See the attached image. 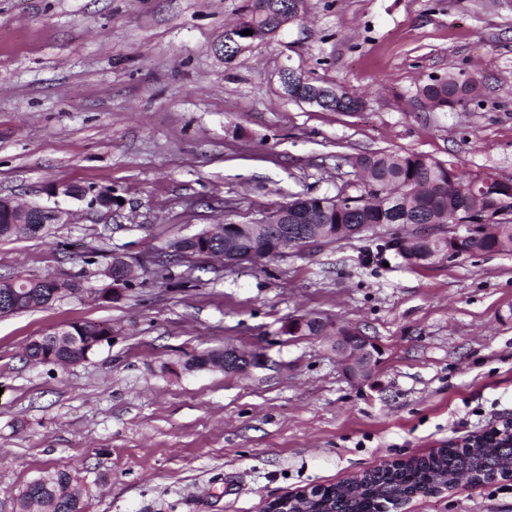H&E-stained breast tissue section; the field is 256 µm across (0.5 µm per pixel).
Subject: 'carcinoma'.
<instances>
[{
  "mask_svg": "<svg viewBox=\"0 0 512 512\" xmlns=\"http://www.w3.org/2000/svg\"><path fill=\"white\" fill-rule=\"evenodd\" d=\"M259 0H251L239 26L248 29L271 31L275 18L267 11H260ZM309 87L322 88L333 95L322 106L334 112H354L362 99L341 83L319 84L307 82ZM477 79L447 77L435 79L419 89L421 102L428 109L452 108L464 105L480 95ZM361 189L357 194L337 193L325 202L326 213L322 223L336 226V235L329 242L341 243L352 235L341 230L345 224H412L442 222L450 227L465 218L477 223H488V233L475 234L459 243L453 234L441 241L425 243L419 255H405L403 260L410 267L432 263L439 257L453 253L459 257L474 253L512 252V197L498 193L499 183H487L478 175L467 178L452 163L428 158L419 153L378 151L361 154L352 163ZM320 196H298L272 212L271 217L283 215L288 221L295 206L314 207ZM18 214L5 207L0 208V238L34 237L25 224H18ZM181 252V262L193 266L196 258L203 256L199 244L190 238L173 243ZM17 292L22 294L21 307L27 311L44 308L58 297L76 291V281L53 277L31 280L26 277L12 278ZM84 336H112V326L98 322L71 324V335L56 338V332L29 342L25 348L27 359L40 363L52 357L50 364L65 367L86 358L85 350L78 341ZM223 353L211 351L194 356L184 363V368H223ZM512 456V443L508 439L489 437L478 448L448 449L446 453H430L412 463L394 469L379 467L367 477L365 490L351 495L342 483L318 488L316 499L309 504L311 512H386L384 507L415 492H427L440 475L452 476L461 469L475 472L486 482L495 478L509 477L498 468V461ZM88 486L86 477L67 467L44 471L26 483L14 497L15 512H87Z\"/></svg>",
  "mask_w": 512,
  "mask_h": 512,
  "instance_id": "carcinoma-1",
  "label": "carcinoma"
}]
</instances>
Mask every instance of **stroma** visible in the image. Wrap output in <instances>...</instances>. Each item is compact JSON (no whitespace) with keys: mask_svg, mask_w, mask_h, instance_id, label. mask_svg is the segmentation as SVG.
I'll list each match as a JSON object with an SVG mask.
<instances>
[{"mask_svg":"<svg viewBox=\"0 0 512 512\" xmlns=\"http://www.w3.org/2000/svg\"><path fill=\"white\" fill-rule=\"evenodd\" d=\"M247 0H0V196L70 223L0 239V278L106 287L113 254L160 262L109 300L76 293L0 318V512L43 471L103 480L89 512H264L285 493L347 480L512 421V253L410 267L379 252L402 225L232 268L201 259L195 288L169 246L252 223L297 194H355L363 152L420 153L466 175L512 177V0H305L301 19L225 59ZM364 99L333 112L288 99L280 72ZM478 77L466 105L431 111L419 87ZM111 193L105 211L89 200ZM317 318L322 335L291 336ZM112 326L81 364L33 367L32 339ZM381 350L350 379L337 328ZM236 347L242 373L185 370ZM407 512H512V481L419 496Z\"/></svg>","mask_w":512,"mask_h":512,"instance_id":"obj_1","label":"stroma"}]
</instances>
